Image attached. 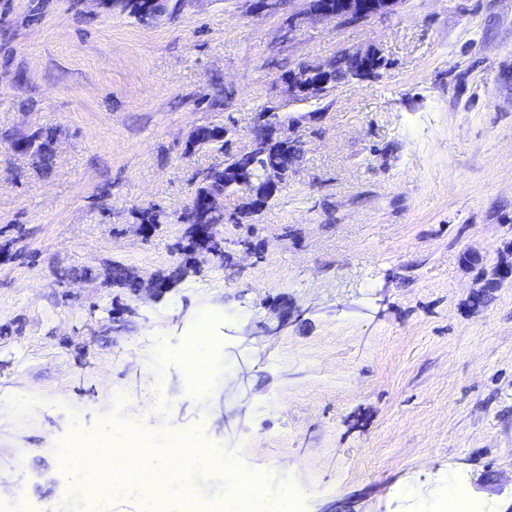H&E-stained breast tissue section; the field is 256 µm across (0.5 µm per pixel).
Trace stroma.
<instances>
[{"mask_svg":"<svg viewBox=\"0 0 512 512\" xmlns=\"http://www.w3.org/2000/svg\"><path fill=\"white\" fill-rule=\"evenodd\" d=\"M181 0L139 22L115 0H0V504L143 512L77 497L59 444L149 425L222 448L302 512H444L456 477L480 512H512V0H401L361 23L305 0ZM367 49L379 77L289 99L306 63ZM283 107L302 154L225 257L178 253V218L222 144ZM53 133L40 167L11 141ZM171 217L150 238L136 209ZM120 265L172 284L112 282ZM211 366L190 392L183 346ZM167 406H157L156 390ZM28 401L17 412L14 400ZM123 276L126 281L135 284L138 288L135 290L138 294L145 293L146 295H159L168 290V285L163 280L150 279L147 282L141 279L135 272L129 269H123Z\"/></svg>","mask_w":512,"mask_h":512,"instance_id":"1","label":"stroma"}]
</instances>
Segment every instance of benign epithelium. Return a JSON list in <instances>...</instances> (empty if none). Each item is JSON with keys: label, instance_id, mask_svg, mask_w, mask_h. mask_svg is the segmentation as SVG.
<instances>
[{"label": "benign epithelium", "instance_id": "7a95c632", "mask_svg": "<svg viewBox=\"0 0 512 512\" xmlns=\"http://www.w3.org/2000/svg\"><path fill=\"white\" fill-rule=\"evenodd\" d=\"M399 2L400 0H325L321 7L315 8L309 0L306 14L324 21L362 22L389 14ZM351 57L359 64L360 71L368 74L376 72L379 59L376 52L358 51L351 54ZM329 70L330 66L317 63L304 66L301 73L289 74L285 78L288 95L299 98L319 93L329 81ZM265 120L266 116L260 113L256 115L247 134L248 145L240 151V154H246L256 137L263 139L269 147L270 157L257 180L251 181V177L243 168H224V186L240 187L247 195L249 208L254 213L261 212L267 207L283 184L288 171L294 169L301 151L298 141L281 135L282 126L268 125ZM190 228L195 240L200 244V247L196 248V254H215L211 245L218 241L219 225L192 224ZM123 276L126 281L136 285V291L140 294L152 296L168 290L165 281H145L129 269L123 270Z\"/></svg>", "mask_w": 512, "mask_h": 512}]
</instances>
